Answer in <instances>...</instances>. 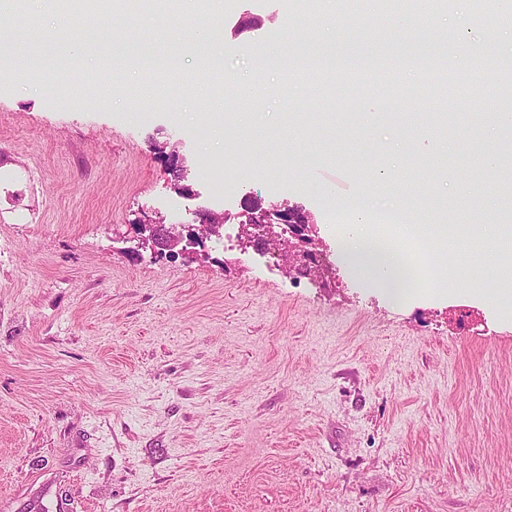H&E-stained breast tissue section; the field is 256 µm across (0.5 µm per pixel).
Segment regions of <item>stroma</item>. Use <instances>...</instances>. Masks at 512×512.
Listing matches in <instances>:
<instances>
[{"mask_svg":"<svg viewBox=\"0 0 512 512\" xmlns=\"http://www.w3.org/2000/svg\"><path fill=\"white\" fill-rule=\"evenodd\" d=\"M179 0V39L139 0H113L112 26L47 47L56 0L0 9L18 53L66 59L40 86L0 76V512H512V306L486 280L512 248L478 249L453 289L421 274L402 298L347 261L329 209L373 186L435 223L484 220L500 201L495 160L512 130L482 120L512 110V41L470 0L417 32L403 0H373L378 35L353 38L316 19L279 46L282 65L249 54L296 13L286 0H227L224 70L259 75L261 100L225 83V123L198 80L208 18ZM157 61L153 94L129 111L123 74L102 83L77 60L115 46ZM479 68L465 91L431 100L457 52ZM346 59L323 90L308 64ZM453 127L434 135L435 113ZM178 144L183 182L158 153ZM253 146L226 198L196 172ZM466 184L457 209L451 181ZM288 202L308 212L328 273L289 271L287 253L242 244L238 214ZM233 215L182 253L136 250L165 217Z\"/></svg>","mask_w":512,"mask_h":512,"instance_id":"obj_1","label":"stroma"}]
</instances>
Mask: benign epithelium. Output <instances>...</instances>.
Listing matches in <instances>:
<instances>
[{
  "mask_svg": "<svg viewBox=\"0 0 512 512\" xmlns=\"http://www.w3.org/2000/svg\"><path fill=\"white\" fill-rule=\"evenodd\" d=\"M225 221L224 211L199 209L193 212V223L201 225L211 235L220 234V227ZM242 233L248 238L261 237L279 242L288 247L294 268L306 271L315 268L325 269V249L316 236L315 224L305 212L288 205L286 202L269 207L258 205L245 213V220L240 222ZM184 224L166 225L159 222L152 227L150 239L169 251H174L182 241Z\"/></svg>",
  "mask_w": 512,
  "mask_h": 512,
  "instance_id": "7a95c632",
  "label": "benign epithelium"
}]
</instances>
